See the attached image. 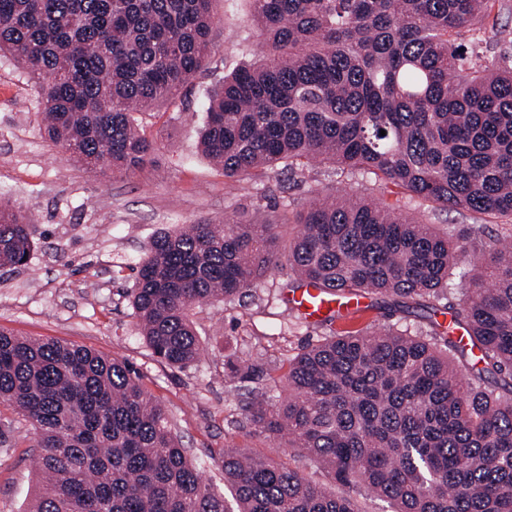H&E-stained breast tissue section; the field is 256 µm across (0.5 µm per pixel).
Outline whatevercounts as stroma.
Wrapping results in <instances>:
<instances>
[{
    "label": "stroma",
    "mask_w": 512,
    "mask_h": 512,
    "mask_svg": "<svg viewBox=\"0 0 512 512\" xmlns=\"http://www.w3.org/2000/svg\"><path fill=\"white\" fill-rule=\"evenodd\" d=\"M211 10V46L201 71L171 102L139 117L155 151L132 174L86 167L53 144L41 123L36 78L10 54L0 55V196L33 217L35 241L26 266L0 268V331L81 345L130 364L216 489L224 487L221 458L228 447L289 463L327 486L326 473L287 441L255 434L243 411L250 391H280L289 360L330 331L375 325L427 330L429 310L371 296L353 319L313 324L287 304L296 277L282 266L240 301L194 307L205 353L188 367L174 368L153 357L127 296L151 241L182 224L227 216L247 221L260 213L282 222L302 211L313 193L347 189L400 205L440 232L481 225V245H494L506 231L480 214L434 209L374 179H349L326 162L225 178L199 148L208 98L225 75L257 59L261 39L251 20L252 0H212ZM245 361L263 363L259 381L233 378L230 363ZM35 453L29 422L0 406V512H28L39 493Z\"/></svg>",
    "instance_id": "obj_1"
}]
</instances>
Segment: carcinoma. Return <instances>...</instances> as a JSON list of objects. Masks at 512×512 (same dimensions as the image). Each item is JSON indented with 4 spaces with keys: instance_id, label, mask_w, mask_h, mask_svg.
Here are the masks:
<instances>
[{
    "instance_id": "obj_1",
    "label": "carcinoma",
    "mask_w": 512,
    "mask_h": 512,
    "mask_svg": "<svg viewBox=\"0 0 512 512\" xmlns=\"http://www.w3.org/2000/svg\"><path fill=\"white\" fill-rule=\"evenodd\" d=\"M211 0H0V51L39 82L46 132L87 166L128 174L155 150L137 114L175 97L211 45ZM263 49L209 98L202 152L224 177L320 158L433 208L512 231V58H486L490 0H253ZM468 35L469 46L457 39ZM386 134H380V131ZM31 221L0 204V268L33 249ZM279 225L186 224L149 245L131 307L153 355L203 353L190 311L230 303L287 262L350 299L443 308L466 340L344 330L289 362L288 398L256 393L246 419L327 472L226 448L225 495L204 483L134 369L92 349L0 332V405L30 422L47 482L31 512H512V240L458 263L465 233L343 192Z\"/></svg>"
}]
</instances>
